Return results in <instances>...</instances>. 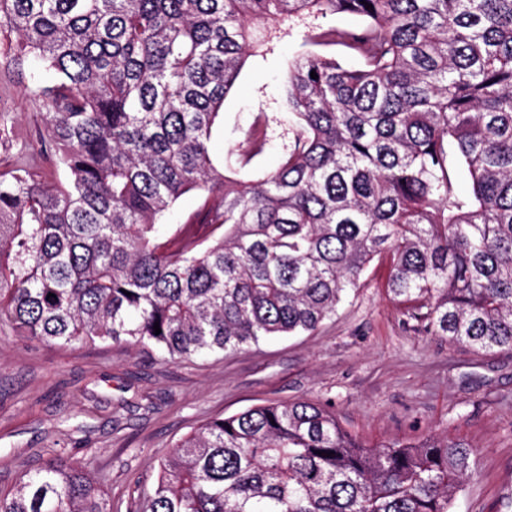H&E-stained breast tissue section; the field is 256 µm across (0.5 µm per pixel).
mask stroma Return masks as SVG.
<instances>
[{
  "label": "stroma",
  "instance_id": "obj_1",
  "mask_svg": "<svg viewBox=\"0 0 512 512\" xmlns=\"http://www.w3.org/2000/svg\"><path fill=\"white\" fill-rule=\"evenodd\" d=\"M15 42L0 33V121L13 139L0 146V164L39 118L25 82L5 67ZM302 50L291 39L249 58L224 101L215 155L280 92L289 58ZM387 274L373 264L364 287L314 333L176 364L132 347L63 348L0 329V490L58 444L124 512L135 486L150 485L159 460L208 418L307 398L332 404L368 445L432 431L466 439L479 451L477 474L453 512H512V353L476 354L418 333L389 300Z\"/></svg>",
  "mask_w": 512,
  "mask_h": 512
}]
</instances>
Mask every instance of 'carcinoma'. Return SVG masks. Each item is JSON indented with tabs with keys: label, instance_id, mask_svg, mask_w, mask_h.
<instances>
[{
	"label": "carcinoma",
	"instance_id": "1",
	"mask_svg": "<svg viewBox=\"0 0 512 512\" xmlns=\"http://www.w3.org/2000/svg\"><path fill=\"white\" fill-rule=\"evenodd\" d=\"M337 13L363 23H320ZM3 30L42 109L0 172L16 335L164 363L233 353L315 331L388 255L387 293L420 331L512 351V0H0ZM295 31L323 51L288 60V122L258 113L215 164L248 58ZM190 193L208 204L163 228ZM477 456L446 434L364 445L327 405L269 403L180 439L133 512H451ZM0 512L112 506L54 451Z\"/></svg>",
	"mask_w": 512,
	"mask_h": 512
}]
</instances>
